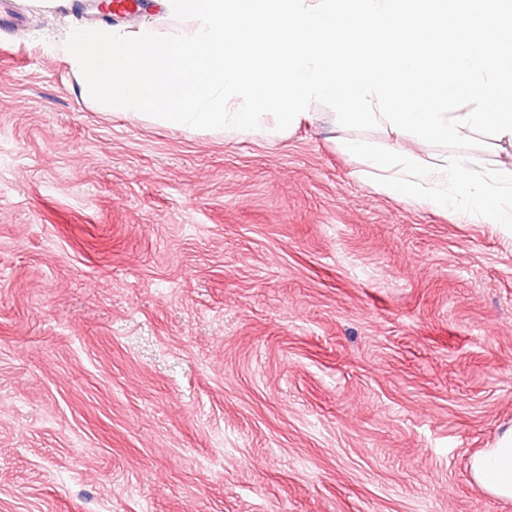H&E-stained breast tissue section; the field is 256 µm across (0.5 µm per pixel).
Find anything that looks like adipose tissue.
Listing matches in <instances>:
<instances>
[{
	"mask_svg": "<svg viewBox=\"0 0 512 512\" xmlns=\"http://www.w3.org/2000/svg\"><path fill=\"white\" fill-rule=\"evenodd\" d=\"M468 471L472 482L483 492L512 500V430L502 434L495 447L474 454Z\"/></svg>",
	"mask_w": 512,
	"mask_h": 512,
	"instance_id": "adipose-tissue-1",
	"label": "adipose tissue"
}]
</instances>
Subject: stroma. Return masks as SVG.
<instances>
[{"instance_id": "obj_1", "label": "stroma", "mask_w": 512, "mask_h": 512, "mask_svg": "<svg viewBox=\"0 0 512 512\" xmlns=\"http://www.w3.org/2000/svg\"><path fill=\"white\" fill-rule=\"evenodd\" d=\"M0 27V512H512V241L352 175L332 109L187 133ZM468 471L472 482L483 492L512 500V429L497 439L495 447L474 454Z\"/></svg>"}]
</instances>
